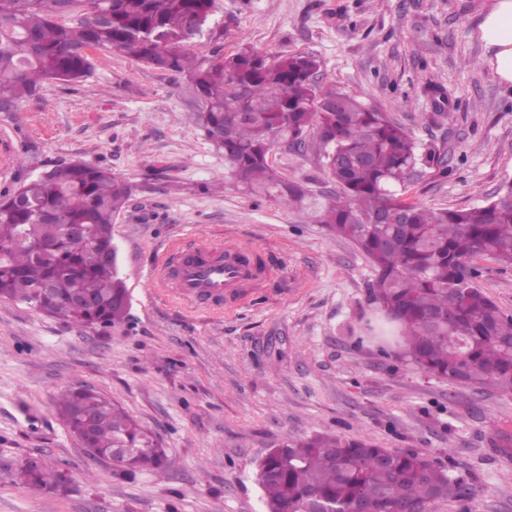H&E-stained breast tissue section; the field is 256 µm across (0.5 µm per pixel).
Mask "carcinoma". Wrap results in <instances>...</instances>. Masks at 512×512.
<instances>
[{"label": "carcinoma", "instance_id": "1", "mask_svg": "<svg viewBox=\"0 0 512 512\" xmlns=\"http://www.w3.org/2000/svg\"><path fill=\"white\" fill-rule=\"evenodd\" d=\"M217 10L218 0H0V102L31 97L44 81H80L93 68L87 47L187 74L202 103L196 121L224 151L227 178L309 215L369 258L368 302L391 314L381 323L400 359L423 374L512 393V315L483 291L473 264L490 256L512 266V183L467 210L406 201L420 161L411 133L349 92L320 86L312 55L270 60L243 48L198 59L185 30L195 19L198 36L220 40ZM310 136L339 188L323 200L269 161L277 145L299 148ZM131 193L109 169L70 162L1 198L0 299L81 327L124 321L129 292L112 224ZM77 224L89 227L88 241L68 235ZM54 407L83 447L137 449L125 474L165 472L162 445L103 394L65 389ZM87 416L96 427L85 436ZM61 479L47 466L18 476L34 493ZM257 481L266 512H352L361 502L371 512H431L473 493L417 453L339 436L284 438L260 460Z\"/></svg>", "mask_w": 512, "mask_h": 512}]
</instances>
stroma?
I'll list each match as a JSON object with an SVG mask.
<instances>
[{
    "instance_id": "stroma-1",
    "label": "stroma",
    "mask_w": 512,
    "mask_h": 512,
    "mask_svg": "<svg viewBox=\"0 0 512 512\" xmlns=\"http://www.w3.org/2000/svg\"><path fill=\"white\" fill-rule=\"evenodd\" d=\"M492 0H219L224 40L276 58L316 56L317 80L411 131L422 154L409 201L484 205L512 181V85L487 62ZM80 82L44 83L0 106V196L55 163L108 168L133 192L112 225L130 291L126 322L82 328L0 300V512H264L258 461L287 437L336 434L412 450L463 477L472 498L433 512H512V395L406 366L366 336L372 268L348 241L276 202L225 185L224 154L196 123L185 75L98 51ZM454 114L445 121L443 112ZM274 167L318 195L335 183L314 142L275 147ZM234 240L265 268L236 306L197 308L150 273L176 247ZM486 294L512 315V270L476 259ZM91 386L163 442L167 476L118 479L54 408ZM36 458L68 478L31 494L8 465Z\"/></svg>"
}]
</instances>
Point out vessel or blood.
<instances>
[{
  "label": "vessel or blood",
  "instance_id": "1",
  "mask_svg": "<svg viewBox=\"0 0 512 512\" xmlns=\"http://www.w3.org/2000/svg\"><path fill=\"white\" fill-rule=\"evenodd\" d=\"M163 273L181 300L214 306L239 296L255 280L256 267L251 249L229 240L179 249Z\"/></svg>",
  "mask_w": 512,
  "mask_h": 512
}]
</instances>
